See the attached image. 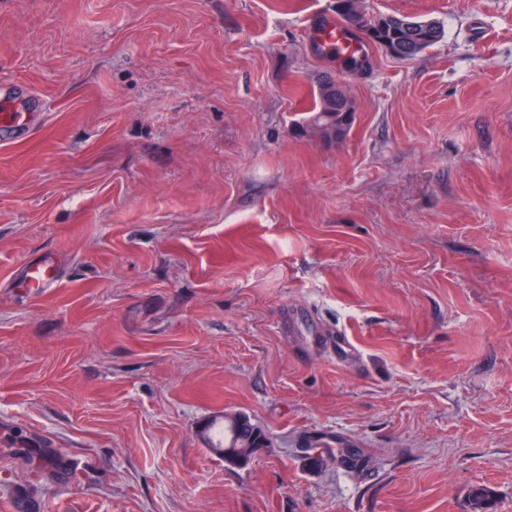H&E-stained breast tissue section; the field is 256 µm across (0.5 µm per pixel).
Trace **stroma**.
I'll return each mask as SVG.
<instances>
[{
	"label": "stroma",
	"mask_w": 512,
	"mask_h": 512,
	"mask_svg": "<svg viewBox=\"0 0 512 512\" xmlns=\"http://www.w3.org/2000/svg\"><path fill=\"white\" fill-rule=\"evenodd\" d=\"M334 2L0 0V512H512V0H364L444 37L354 70ZM360 2L358 6L365 11L363 0H336L333 12L341 23L348 27L350 11L353 2ZM330 15H323L314 30V38L319 47L330 57L337 61H343L349 57H355L364 61L367 57V49L364 43L346 30L343 25ZM336 85L327 81L317 87L313 113L306 121L313 133L327 141L345 138L355 119L356 110L347 99L336 95ZM19 97L2 100L0 105V128L11 138L23 139L37 122L39 112L32 109L30 101ZM28 288L43 289L55 286V272L51 264L44 261L41 264L32 265L26 274ZM232 420L215 417L207 428L206 444L210 450L224 455V451L232 449L224 455V463L228 467L242 468L249 464L256 454L257 448H267L269 437L260 426L252 423L244 413H233ZM240 420L245 423L240 426ZM244 448H248L245 450Z\"/></svg>",
	"instance_id": "1"
}]
</instances>
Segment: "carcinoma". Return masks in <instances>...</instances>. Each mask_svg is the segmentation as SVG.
<instances>
[{"label": "carcinoma", "instance_id": "obj_1", "mask_svg": "<svg viewBox=\"0 0 512 512\" xmlns=\"http://www.w3.org/2000/svg\"><path fill=\"white\" fill-rule=\"evenodd\" d=\"M405 16L389 17V22L376 28V34L365 37L371 44L383 46L391 43L397 57L413 59L434 45L443 36V29L434 21H415V25L402 27ZM312 115L307 127L327 141H340L352 128L355 109L344 97L336 94V84L327 81L317 87ZM206 444L210 450L224 455L225 465L242 468L249 464L257 449L269 444L267 432L252 423L244 413L233 419L214 418L207 428ZM472 512H489L490 493L485 487H475L470 493Z\"/></svg>", "mask_w": 512, "mask_h": 512}]
</instances>
